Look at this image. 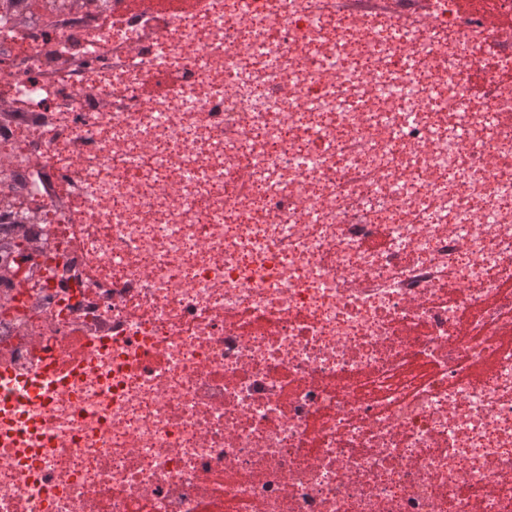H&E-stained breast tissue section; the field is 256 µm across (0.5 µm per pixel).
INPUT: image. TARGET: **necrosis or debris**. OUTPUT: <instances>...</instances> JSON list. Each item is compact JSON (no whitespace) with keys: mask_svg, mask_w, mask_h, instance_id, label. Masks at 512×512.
<instances>
[{"mask_svg":"<svg viewBox=\"0 0 512 512\" xmlns=\"http://www.w3.org/2000/svg\"><path fill=\"white\" fill-rule=\"evenodd\" d=\"M4 169L0 512H512L494 24L0 0Z\"/></svg>","mask_w":512,"mask_h":512,"instance_id":"necrosis-or-debris-1","label":"necrosis or debris"}]
</instances>
